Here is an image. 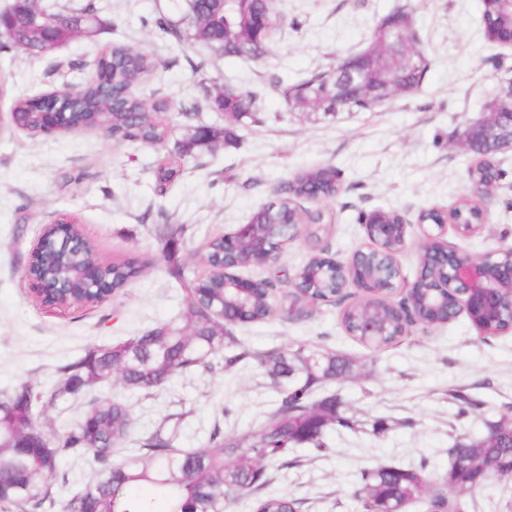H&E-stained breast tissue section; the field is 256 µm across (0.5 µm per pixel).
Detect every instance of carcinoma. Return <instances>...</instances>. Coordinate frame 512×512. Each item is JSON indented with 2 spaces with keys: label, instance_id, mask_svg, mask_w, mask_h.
Segmentation results:
<instances>
[{
  "label": "carcinoma",
  "instance_id": "1",
  "mask_svg": "<svg viewBox=\"0 0 512 512\" xmlns=\"http://www.w3.org/2000/svg\"><path fill=\"white\" fill-rule=\"evenodd\" d=\"M173 10L183 20L161 14L155 27L161 35L178 43H201L226 57L259 59L268 51V41L254 26L256 17H274L273 0H172ZM484 25L504 34L512 31L509 8L482 0ZM37 0H24L12 12L9 34L0 43V51L44 56L71 39L90 37L94 27V6L86 5L70 14V24L49 39L44 32L49 20ZM362 53L377 60L383 70L400 65L389 45L377 30L370 33ZM431 59L422 54L418 65L405 72L404 82L412 91L424 82ZM93 80L78 86L74 96L58 91L59 111L65 113V131L98 128L108 123L125 131L126 142L159 148L168 141L173 124L166 116L171 105L165 100L144 101L135 87L151 72L147 56L130 44H116L94 60ZM337 88L333 69L314 73L283 87L285 99L304 106L325 109L324 96ZM399 95L396 88L380 84L369 96H354L350 112H375ZM258 93L238 89L227 99L219 89L208 100L212 110L229 112L233 121H256ZM10 123L30 132L41 133L45 122L41 111L28 97L14 99ZM235 136L233 128L217 129L198 123L182 126V137L175 143V155L161 157L154 169L155 183L164 191L180 174V160L211 153L220 143ZM336 170L310 168L286 183L280 198L254 213L257 224H278L276 239L286 240L288 201H297L321 189V200L333 199L338 189ZM94 250L87 241L61 244L43 232L40 250L29 263V273L39 279H57L67 285V306L85 307L115 296L127 288L142 272L134 262L112 261L103 264L104 288H92L78 275L80 251ZM172 274L187 290V308L178 321L161 323L145 332L112 345L88 349L80 359L58 368L60 380L48 391H36L29 384L0 396V506L19 512H51L56 507L54 487L66 482L59 472L63 457H91L97 466L96 479L74 495L64 512H156V494L168 502V512H233L239 499L254 496L252 512H300L295 498L266 491L273 481L272 465L300 445L312 451H327L324 441L328 429H354L353 421L341 410L335 395L313 398L314 389L332 383L351 371V361L322 347L296 342L284 350L250 352L228 330L227 321L244 319L258 322L272 312L271 296L275 284L246 292L224 287V279L214 278L203 285L189 278L184 268L175 265ZM419 275L423 287L416 299L422 306L433 302L429 285L434 272L427 253L419 257ZM311 294L324 301L331 297L330 277L308 284ZM365 318L384 323L381 336H360L358 327ZM345 330L374 349H382L400 339L399 327L388 319L380 303L354 306L343 314ZM480 333L496 335L512 329V313L506 309L488 312L481 319ZM222 356V369L233 371L247 360L255 359L264 368L270 384L279 396L259 429L238 439L224 438L216 431L208 445L193 451L174 449L172 440L156 433L143 438L144 452L119 464L112 463V449L130 436L131 417L124 401L95 397V388L117 378L123 388L152 395L175 377L197 368L213 369L212 360ZM91 396L82 420L50 440L42 422L43 408L58 400ZM449 396L458 402L457 415L477 412L480 402L452 390ZM496 430L494 439L486 435H467L448 449V471L441 485L448 494L431 489L425 466L378 465L360 472L354 492L357 512H407L416 504L424 512H467L464 495L479 487L477 476L491 472L505 479L512 477V413L506 412L486 423Z\"/></svg>",
  "mask_w": 512,
  "mask_h": 512
}]
</instances>
